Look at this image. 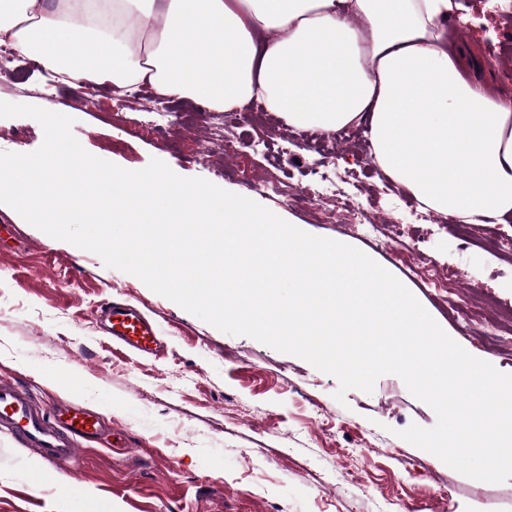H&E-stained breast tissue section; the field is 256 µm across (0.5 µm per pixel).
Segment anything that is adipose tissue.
<instances>
[{"instance_id":"adipose-tissue-1","label":"adipose tissue","mask_w":512,"mask_h":512,"mask_svg":"<svg viewBox=\"0 0 512 512\" xmlns=\"http://www.w3.org/2000/svg\"><path fill=\"white\" fill-rule=\"evenodd\" d=\"M460 0H0V44L66 84L217 112L253 100L297 129L365 125L373 164L468 224L512 215V98L448 55Z\"/></svg>"}]
</instances>
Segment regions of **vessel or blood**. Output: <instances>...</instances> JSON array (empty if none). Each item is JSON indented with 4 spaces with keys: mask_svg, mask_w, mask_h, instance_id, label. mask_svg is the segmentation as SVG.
<instances>
[{
    "mask_svg": "<svg viewBox=\"0 0 512 512\" xmlns=\"http://www.w3.org/2000/svg\"><path fill=\"white\" fill-rule=\"evenodd\" d=\"M95 320L105 336L126 350L154 354L160 349L158 326L129 303H103L95 311ZM103 431L99 414L77 405L48 410L19 380L0 377V432L35 449L44 466L76 459L80 442L95 439Z\"/></svg>",
    "mask_w": 512,
    "mask_h": 512,
    "instance_id": "1",
    "label": "vessel or blood"
}]
</instances>
